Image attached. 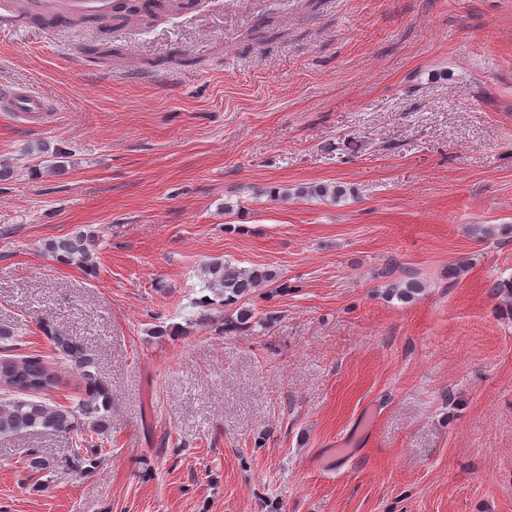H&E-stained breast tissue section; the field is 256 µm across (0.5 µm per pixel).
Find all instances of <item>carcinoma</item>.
Returning a JSON list of instances; mask_svg holds the SVG:
<instances>
[{"label":"carcinoma","mask_w":512,"mask_h":512,"mask_svg":"<svg viewBox=\"0 0 512 512\" xmlns=\"http://www.w3.org/2000/svg\"><path fill=\"white\" fill-rule=\"evenodd\" d=\"M161 7L162 0H150L142 5L119 0L111 13L96 15L94 20L100 24L112 21L122 24L131 15L145 20L154 17ZM117 54L108 42L88 50L91 61L99 64ZM303 194L311 198L342 196L340 189L327 185L308 187ZM94 247V235L78 232L45 241L42 252L59 263L86 268L93 265ZM276 277V271L268 267L245 268L230 261H211L202 269V289L211 295L202 296L196 305L205 309L213 305L224 307L226 331H249L256 326L265 328L274 322V317L257 316L255 309L246 305V298ZM38 329L51 343L54 360L78 372L80 396L68 405H49L43 401L42 394L57 387V375L49 370L41 354H14L19 328L0 326V437L20 431L108 435L112 429V396L101 377L95 354L47 321L38 322ZM103 456V449L91 446L74 449L72 459L78 473L88 476L99 470ZM25 465L29 472L40 473L53 468L55 459L32 448Z\"/></svg>","instance_id":"carcinoma-1"}]
</instances>
